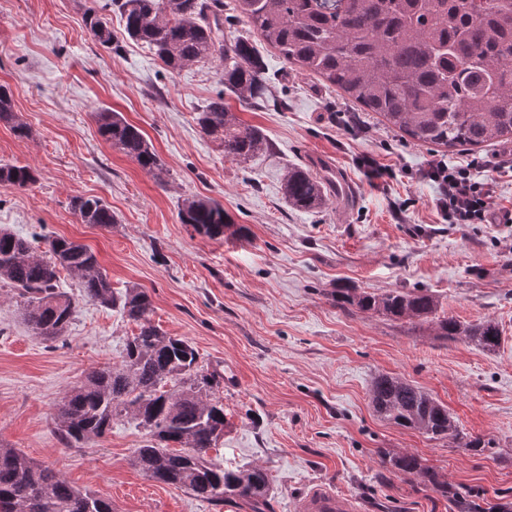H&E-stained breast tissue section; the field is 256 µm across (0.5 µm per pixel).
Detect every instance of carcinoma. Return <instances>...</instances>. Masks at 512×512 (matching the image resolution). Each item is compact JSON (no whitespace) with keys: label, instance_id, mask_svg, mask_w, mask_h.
<instances>
[{"label":"carcinoma","instance_id":"cac0c4a2","mask_svg":"<svg viewBox=\"0 0 512 512\" xmlns=\"http://www.w3.org/2000/svg\"><path fill=\"white\" fill-rule=\"evenodd\" d=\"M113 5L128 36L167 70L219 63L225 91L198 113L197 122L224 158L247 162L269 149L263 131L239 122L224 104L226 91L242 102L262 99L268 91L254 41L224 39V0H113ZM232 8L285 61L319 76L418 144L453 150L512 140V0H233ZM84 23L95 43L112 47V30L94 9L85 12ZM95 120L112 147L160 176L161 160L138 128L108 110L95 113ZM0 122L21 138L30 135L5 86H0ZM36 180L29 166L0 164V186L25 188ZM283 196L292 209L314 211L327 201L326 182L302 167L290 168ZM70 208L84 224L117 222L98 197H74ZM180 221L211 240L249 236L245 225L211 199H186ZM62 270L80 279L82 299L119 307L138 333L127 340L120 366L94 370L66 392L55 416L59 439L82 444L111 431L114 421L130 418L149 436L135 449L133 462L151 479L201 501L232 498L262 512L271 496L266 469L222 468L208 459L228 425L224 403L215 396L224 375L199 365V353L187 341L152 324L147 292L132 286L116 295L89 247L54 237L40 254L28 238L0 229V280L21 298L35 334L50 342L62 337L77 307L58 288ZM336 303L393 320H429L436 338L465 337L488 352L501 343L499 326L491 320L462 324L439 316V299L428 291L371 293L342 285ZM369 396L383 420L476 454L486 450L484 440L463 435L448 407L399 377L377 375ZM385 463L441 492L457 512H471L469 492L438 481L418 457L392 454ZM0 512H112V503L0 444Z\"/></svg>","mask_w":512,"mask_h":512}]
</instances>
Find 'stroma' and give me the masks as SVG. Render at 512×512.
Instances as JSON below:
<instances>
[{
	"instance_id": "stroma-1",
	"label": "stroma",
	"mask_w": 512,
	"mask_h": 512,
	"mask_svg": "<svg viewBox=\"0 0 512 512\" xmlns=\"http://www.w3.org/2000/svg\"><path fill=\"white\" fill-rule=\"evenodd\" d=\"M90 8L111 26L112 47L92 40L83 22ZM259 50L269 94L242 103L224 93L216 64L167 71L129 39L111 0H0V85L32 132L20 138L0 122V164L37 175L23 189L0 186V228L38 234L41 249L54 236L88 246L113 288L148 292L154 325L187 340L203 364L234 374L219 392L230 426L208 457L265 467L273 512H293L317 484L353 498L358 512H455L436 490L385 471L388 452L416 455L440 479L470 489L480 512H512V223H449L436 206L439 186L424 176L433 161L490 160L495 147L417 144L275 48ZM219 94L240 122L266 134L268 151L238 163L202 135L197 114ZM100 110L140 129L162 177L99 135ZM340 112L354 121L337 124ZM367 156L390 169L383 187L372 186ZM320 158L352 182L351 198L289 208L287 169L318 177ZM76 196L102 198L116 224L81 223L69 207ZM190 197L219 202L249 227V239L195 233L179 217ZM341 284L430 290L440 313L497 322L501 347L437 340L429 321L349 312L332 299ZM58 285L78 303L64 338L51 343L32 332L0 281V444L111 501L114 512H250L234 500L200 501L133 466L146 440L133 420L77 447L59 440L55 411L67 390L92 370L119 366L138 327L119 309L80 299L73 274L61 272ZM381 373L432 394L489 450L475 455L379 419L369 390Z\"/></svg>"
}]
</instances>
